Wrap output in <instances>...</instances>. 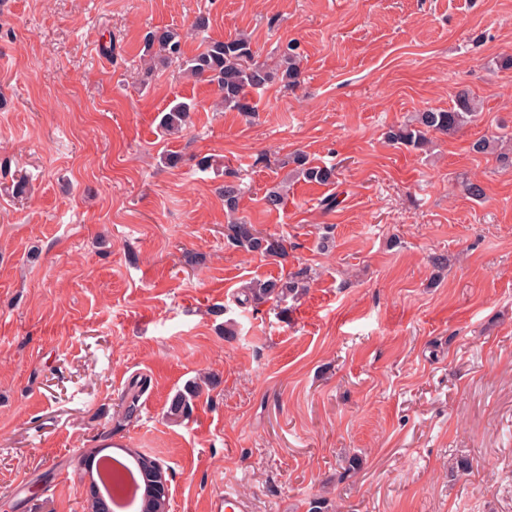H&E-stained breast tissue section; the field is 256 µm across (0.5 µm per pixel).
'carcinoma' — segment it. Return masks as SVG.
<instances>
[{
    "label": "carcinoma",
    "mask_w": 512,
    "mask_h": 512,
    "mask_svg": "<svg viewBox=\"0 0 512 512\" xmlns=\"http://www.w3.org/2000/svg\"><path fill=\"white\" fill-rule=\"evenodd\" d=\"M186 34L172 27L156 29L147 36V51L162 58L165 64L177 62L181 70L192 77L205 80L217 86L220 105L226 111L251 112L253 106L248 101L251 90L266 88L281 83L294 87L301 83L302 69L300 54L296 45L286 44L280 54L279 63L271 67L258 59L250 37L236 34L227 39H215L205 42L196 54L187 57L183 46ZM193 105L178 102L163 110L160 127L169 135L179 133L186 125ZM479 112L476 100L466 91L456 94L454 104L447 110H427L416 113L405 124L398 126L387 134L394 144L424 150L430 143V134L453 135L474 122ZM512 139V135L482 136L472 144L476 153H490L497 146ZM294 175L302 176L308 181L320 184L334 182L335 171L328 167L313 166L306 155L298 153L292 157ZM224 206L234 212L238 208L240 188L233 182L224 183ZM227 241L249 253L268 258H282L286 247L282 239L267 235L255 225L235 221L224 227ZM310 279V270L306 267L290 273L284 279L251 281L243 286L248 300L259 304L272 296L285 298L295 296L305 289ZM142 387L133 385L122 398L125 406L124 415L132 416L138 408ZM200 394V387L190 384L185 390L177 392L169 404V416L175 419L186 418L193 409V402Z\"/></svg>",
    "instance_id": "obj_1"
}]
</instances>
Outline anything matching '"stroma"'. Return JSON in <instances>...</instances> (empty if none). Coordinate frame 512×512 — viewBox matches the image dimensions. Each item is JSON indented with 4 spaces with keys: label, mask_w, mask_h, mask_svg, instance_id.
<instances>
[{
    "label": "stroma",
    "mask_w": 512,
    "mask_h": 512,
    "mask_svg": "<svg viewBox=\"0 0 512 512\" xmlns=\"http://www.w3.org/2000/svg\"><path fill=\"white\" fill-rule=\"evenodd\" d=\"M202 11L186 55L244 31L273 65L292 41L300 85L243 113L177 65L143 78L147 35ZM508 55L512 0H0V512H87L80 460L108 443L163 464L169 512L228 486L249 512H512V167L471 149L512 128ZM461 89L463 130L386 140ZM298 151L335 183L290 178ZM227 181L286 257L227 242ZM301 267L302 295L246 300ZM193 105L186 102H178L163 110L160 118V127L169 135L179 133L186 125L189 112ZM200 392V387L196 383L188 384L184 391L177 392L169 404V416L175 419L187 418L192 412L193 402Z\"/></svg>",
    "instance_id": "1"
}]
</instances>
